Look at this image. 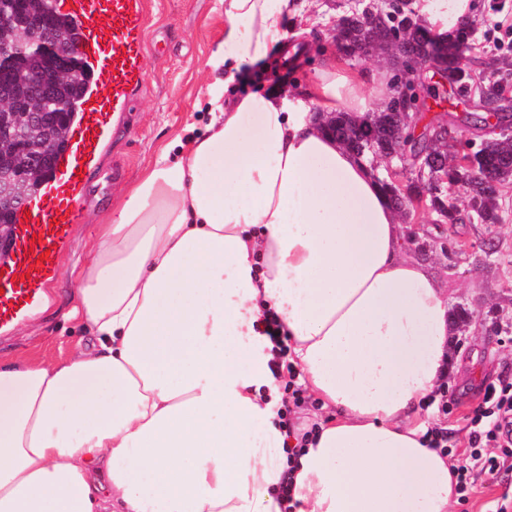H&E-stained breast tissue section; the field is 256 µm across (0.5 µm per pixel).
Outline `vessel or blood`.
Wrapping results in <instances>:
<instances>
[{"label": "vessel or blood", "instance_id": "vessel-or-blood-1", "mask_svg": "<svg viewBox=\"0 0 512 512\" xmlns=\"http://www.w3.org/2000/svg\"><path fill=\"white\" fill-rule=\"evenodd\" d=\"M60 12L80 27L78 52L94 74L68 148L41 193L17 217L0 258V332L41 305L55 281L58 259L71 243L82 203L101 169L105 142L116 133L146 77L144 0H61Z\"/></svg>", "mask_w": 512, "mask_h": 512}]
</instances>
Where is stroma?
I'll return each mask as SVG.
<instances>
[{"instance_id":"obj_1","label":"stroma","mask_w":512,"mask_h":512,"mask_svg":"<svg viewBox=\"0 0 512 512\" xmlns=\"http://www.w3.org/2000/svg\"><path fill=\"white\" fill-rule=\"evenodd\" d=\"M387 4L388 0H295L297 15L291 16L285 32L303 28L308 40L325 46V54H311L299 67L284 64L269 55L261 65L252 66L239 79L241 92L277 93L284 89H306L316 78L323 56H337L332 40L333 23L355 2ZM475 48L468 58L470 70L487 69L501 55H512V39L504 37L497 25L512 13V0H473ZM147 78L133 102L131 116L107 146L108 166L100 176L106 189L92 193L82 207L71 245L61 255L57 279L47 301L20 323L19 330L0 334V355L17 350L45 359L67 357L83 340L81 328L67 319L75 275L83 266L95 238L97 225L105 223L117 201V184L138 178L142 168L171 137L185 128L203 133L209 121L207 87L210 77L205 62L212 49L224 39V12L218 0H146ZM410 223L423 225L433 246L428 255L407 247L412 258H424L440 275L453 303L465 304L472 314L466 343H459V331H452L449 348L452 368L441 383L447 409L423 408L428 425L445 429L448 445L456 453L468 446V423L482 400L486 385L505 379L512 382V215L501 224L467 220L456 229L436 223L434 214L414 205ZM455 234L466 250L453 259L444 258L438 248L448 234ZM492 242L496 252L491 263L475 255L481 242ZM467 502L456 504L454 512H494L502 496L512 497V459L505 461L495 476L474 474Z\"/></svg>"}]
</instances>
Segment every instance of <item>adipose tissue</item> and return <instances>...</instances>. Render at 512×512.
<instances>
[{
  "instance_id": "adipose-tissue-1",
  "label": "adipose tissue",
  "mask_w": 512,
  "mask_h": 512,
  "mask_svg": "<svg viewBox=\"0 0 512 512\" xmlns=\"http://www.w3.org/2000/svg\"><path fill=\"white\" fill-rule=\"evenodd\" d=\"M201 136L161 146L99 225L68 312L70 357L0 359V512H453L457 474L421 407L447 359L450 299L403 253L369 163L305 101L384 110L383 83L329 64L306 89L241 93L293 0H219ZM453 38L472 0H412ZM318 409L289 461L259 326Z\"/></svg>"
}]
</instances>
